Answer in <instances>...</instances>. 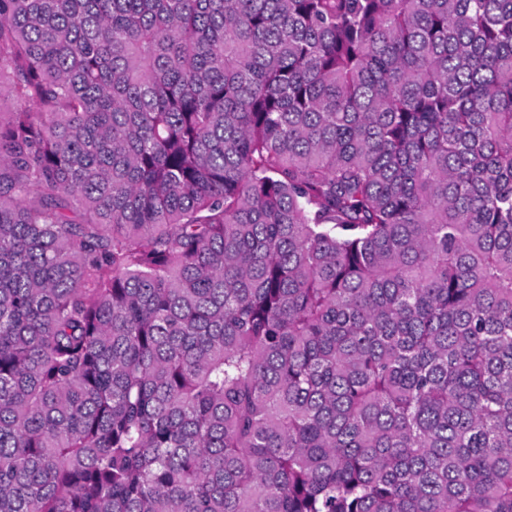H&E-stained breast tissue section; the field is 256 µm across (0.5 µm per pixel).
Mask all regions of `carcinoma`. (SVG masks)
I'll return each instance as SVG.
<instances>
[{"label": "carcinoma", "instance_id": "1", "mask_svg": "<svg viewBox=\"0 0 512 512\" xmlns=\"http://www.w3.org/2000/svg\"><path fill=\"white\" fill-rule=\"evenodd\" d=\"M0 512H512V0H0Z\"/></svg>", "mask_w": 512, "mask_h": 512}]
</instances>
